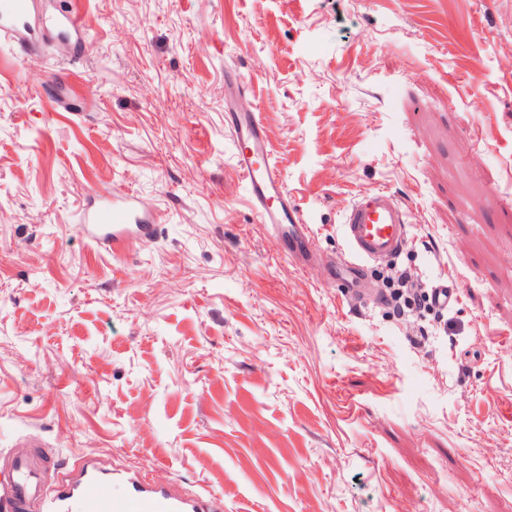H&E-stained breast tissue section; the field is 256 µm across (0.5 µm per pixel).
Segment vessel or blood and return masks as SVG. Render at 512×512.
I'll return each mask as SVG.
<instances>
[{
	"label": "vessel or blood",
	"mask_w": 512,
	"mask_h": 512,
	"mask_svg": "<svg viewBox=\"0 0 512 512\" xmlns=\"http://www.w3.org/2000/svg\"><path fill=\"white\" fill-rule=\"evenodd\" d=\"M32 0H0V40L12 49H34L27 31ZM228 130L236 148L237 169L245 181L261 223L270 226L279 246L300 266L319 262L332 277L362 282L368 263L398 254L409 235L408 214L390 193L359 197L343 214L344 255H323L298 210L291 203L271 159L258 112L231 113ZM89 240L113 252L131 240L150 238L156 226L144 217L131 196L115 193L92 199L84 215ZM11 479L0 487V512H223V501L182 495L138 476L101 468L85 459L59 472H36L28 459L15 457Z\"/></svg>",
	"instance_id": "1"
}]
</instances>
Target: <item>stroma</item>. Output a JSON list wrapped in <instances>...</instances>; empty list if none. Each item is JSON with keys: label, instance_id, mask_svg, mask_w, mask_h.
I'll return each instance as SVG.
<instances>
[{"label": "stroma", "instance_id": "obj_1", "mask_svg": "<svg viewBox=\"0 0 512 512\" xmlns=\"http://www.w3.org/2000/svg\"><path fill=\"white\" fill-rule=\"evenodd\" d=\"M0 46V466L36 441L224 512H512V0H36ZM258 108L320 250L382 189L448 310L351 305L262 224L226 115ZM158 226L115 254L89 193Z\"/></svg>", "mask_w": 512, "mask_h": 512}]
</instances>
